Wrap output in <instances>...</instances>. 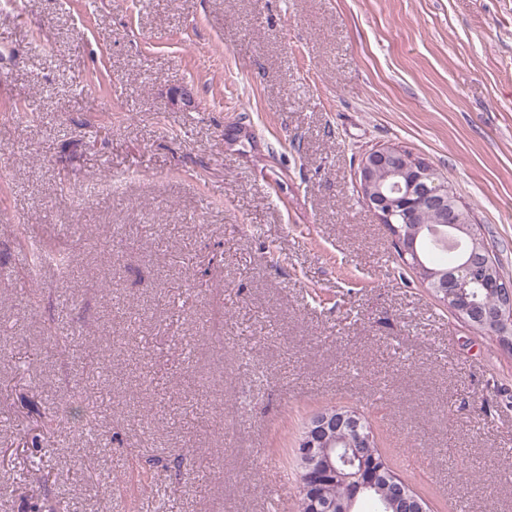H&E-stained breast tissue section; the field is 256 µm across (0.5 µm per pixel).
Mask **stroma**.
<instances>
[{"instance_id": "obj_1", "label": "stroma", "mask_w": 512, "mask_h": 512, "mask_svg": "<svg viewBox=\"0 0 512 512\" xmlns=\"http://www.w3.org/2000/svg\"><path fill=\"white\" fill-rule=\"evenodd\" d=\"M386 144L512 279V0H0V512H269L334 405L431 512H512V351L363 204ZM21 224L77 258L36 299ZM91 360L102 446L33 431Z\"/></svg>"}]
</instances>
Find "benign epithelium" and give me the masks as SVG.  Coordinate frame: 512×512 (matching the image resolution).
<instances>
[{"mask_svg":"<svg viewBox=\"0 0 512 512\" xmlns=\"http://www.w3.org/2000/svg\"><path fill=\"white\" fill-rule=\"evenodd\" d=\"M358 175L364 204L391 225L399 251L413 257L423 283L475 328L511 342L512 294L499 291L502 279L455 189L431 165L392 144L365 154ZM476 287L485 289L486 300L468 292ZM373 448L371 430L358 414L337 407L316 413L296 448L300 510L354 512L356 502L375 491L389 509L428 512L427 502L404 479L391 473L380 486L366 466H357ZM338 456L345 461L341 473ZM333 476L343 493L323 502L314 489Z\"/></svg>","mask_w":512,"mask_h":512,"instance_id":"1","label":"benign epithelium"}]
</instances>
